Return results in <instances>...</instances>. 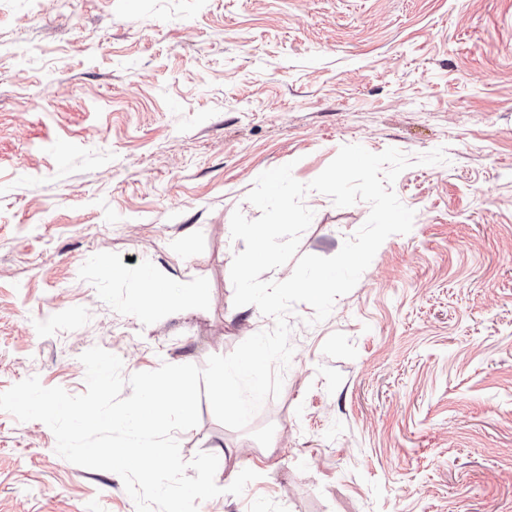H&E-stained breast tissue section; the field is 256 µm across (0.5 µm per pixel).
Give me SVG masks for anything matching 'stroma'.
<instances>
[{"instance_id": "35a3bbf8", "label": "stroma", "mask_w": 512, "mask_h": 512, "mask_svg": "<svg viewBox=\"0 0 512 512\" xmlns=\"http://www.w3.org/2000/svg\"><path fill=\"white\" fill-rule=\"evenodd\" d=\"M347 144L446 160L398 176L413 228L327 319L294 306L280 395L176 432L219 460L198 512H512V0H0V392L82 394L94 346L128 376L272 329L233 304L231 216ZM304 203L301 256L370 211ZM55 446L0 411V512H136Z\"/></svg>"}]
</instances>
